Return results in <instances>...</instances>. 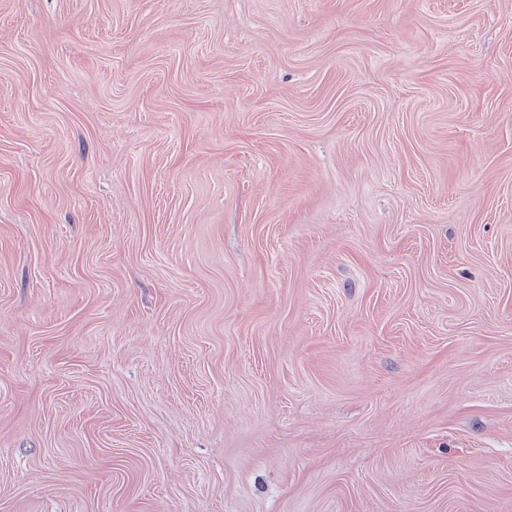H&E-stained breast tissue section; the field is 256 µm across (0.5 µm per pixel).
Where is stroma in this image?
Masks as SVG:
<instances>
[{"mask_svg": "<svg viewBox=\"0 0 512 512\" xmlns=\"http://www.w3.org/2000/svg\"><path fill=\"white\" fill-rule=\"evenodd\" d=\"M0 512H512V0H0Z\"/></svg>", "mask_w": 512, "mask_h": 512, "instance_id": "35a3bbf8", "label": "stroma"}]
</instances>
